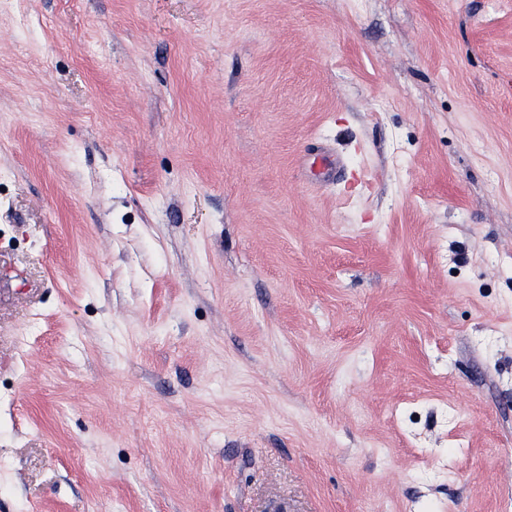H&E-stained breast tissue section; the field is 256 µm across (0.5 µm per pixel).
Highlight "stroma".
<instances>
[{
    "label": "stroma",
    "instance_id": "stroma-1",
    "mask_svg": "<svg viewBox=\"0 0 512 512\" xmlns=\"http://www.w3.org/2000/svg\"><path fill=\"white\" fill-rule=\"evenodd\" d=\"M0 512H512V0H0Z\"/></svg>",
    "mask_w": 512,
    "mask_h": 512
}]
</instances>
